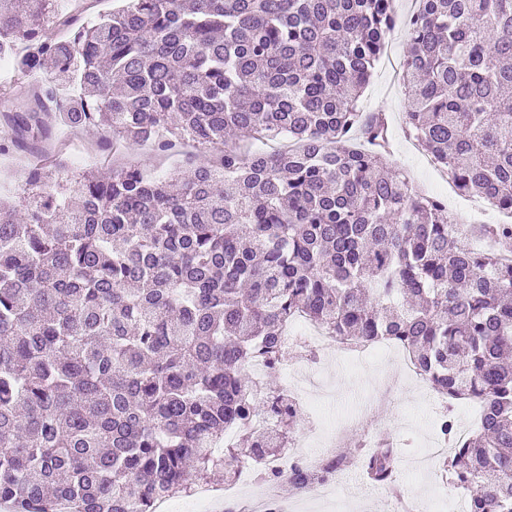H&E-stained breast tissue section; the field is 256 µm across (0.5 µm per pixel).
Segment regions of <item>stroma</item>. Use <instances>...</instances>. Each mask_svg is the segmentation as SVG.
<instances>
[{"label": "stroma", "instance_id": "stroma-1", "mask_svg": "<svg viewBox=\"0 0 512 512\" xmlns=\"http://www.w3.org/2000/svg\"><path fill=\"white\" fill-rule=\"evenodd\" d=\"M414 6V0H394L395 27L358 106L364 112L386 114L393 163L404 169L414 168L420 176V188L427 193H441L447 199L448 211L456 223L499 222L501 214L498 210L492 209L479 197L459 194L444 171L405 133L403 114L407 97L400 74L402 62L409 51L406 21ZM209 158V152L193 147L189 148L187 156L165 158L151 147L139 146L116 153L112 159L94 164L93 169L100 174L108 172L116 163L133 164L164 177L173 169L185 168L187 160L203 163ZM293 368L302 369L309 399L323 405L317 413L303 408V419L294 430L298 438L308 436L311 430L319 431L322 442L315 445V452H322L323 441L336 435L339 423L352 416L380 428L391 415L399 425L393 485L373 483L358 465L351 462L346 464L343 478L331 484L327 497L322 499L312 498L310 491L299 492L289 485H281L280 497L295 507L296 512H389L395 496L413 501L430 491L441 492L452 508L456 507L459 499L465 498V491L454 485L446 471L443 455H428L422 448L423 441L436 432L447 410L463 409V402L444 406L441 400L411 380L399 388L394 401H387L391 363L384 359L355 361L343 348L331 349L329 356L321 359L300 341H289L288 354L273 373V382L288 386V373ZM383 400L387 401L389 408L385 414L373 408L374 403ZM340 437V445L344 448L356 447L361 439L356 431Z\"/></svg>", "mask_w": 512, "mask_h": 512}]
</instances>
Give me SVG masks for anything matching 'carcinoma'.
Returning <instances> with one entry per match:
<instances>
[{"instance_id": "carcinoma-1", "label": "carcinoma", "mask_w": 512, "mask_h": 512, "mask_svg": "<svg viewBox=\"0 0 512 512\" xmlns=\"http://www.w3.org/2000/svg\"><path fill=\"white\" fill-rule=\"evenodd\" d=\"M392 3L127 0L59 39L54 0H0V55L50 80L4 114L0 153L51 115L108 127L110 147L212 150L187 178L118 165L53 190L30 163L27 204L0 195V505L157 512L244 461L310 487L325 471L275 467L295 401L244 369L280 366L304 317L340 343L397 341L442 398L480 402L449 471L467 512H512V222L454 223L389 163L387 119L360 112ZM416 3L406 133L459 193L512 214V0ZM280 135L294 144L229 147ZM357 462L386 481L393 449Z\"/></svg>"}]
</instances>
